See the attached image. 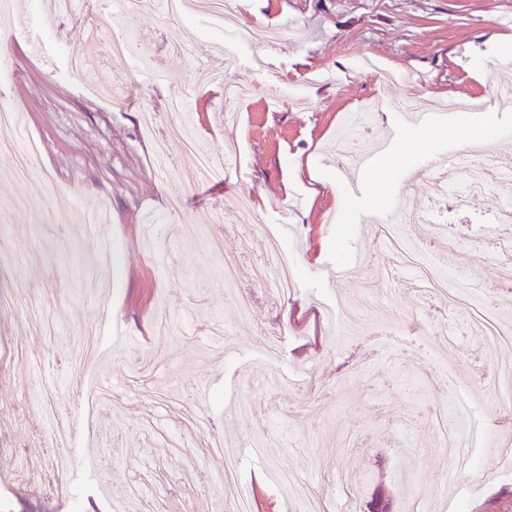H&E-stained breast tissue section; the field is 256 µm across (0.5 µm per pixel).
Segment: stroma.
<instances>
[{
    "label": "stroma",
    "mask_w": 512,
    "mask_h": 512,
    "mask_svg": "<svg viewBox=\"0 0 512 512\" xmlns=\"http://www.w3.org/2000/svg\"><path fill=\"white\" fill-rule=\"evenodd\" d=\"M121 21L122 0H81L60 17L49 0H16L0 19V104L22 113L19 145L40 154L28 181L0 178V284L19 299L40 296L57 314L55 336L35 335L28 315H0V423L16 452L0 456V512H113L129 482H145L134 512H175L195 502L210 512L223 502L236 512L239 484L250 487L253 512H299L277 482L294 475L323 512H348L341 490L346 439L367 493L384 489L390 512H405L399 471L409 457L414 483L433 500L431 512H512V466L484 457L512 440V406L488 401L483 382L512 346L489 354L467 326V302H448L414 281L388 284L381 271L393 256L379 240V221L396 204L375 206V184L397 188L399 159L412 137L398 104L421 96L449 113L483 119L496 76L512 68V0H241L233 20L199 13L170 20L145 7L132 29L143 56L101 54L85 94L70 73V55L101 9ZM40 40L56 61L46 71L25 41ZM230 66V81L250 87L236 122L224 117V89L195 88L193 70ZM189 104L186 120L198 143L230 154L225 177L204 186L189 174L159 169L155 148L166 133L174 95ZM128 102L112 107L114 96ZM371 110L359 141L372 148L388 127L401 133L394 154L365 175L367 192L347 195L329 165V150L345 114ZM250 193L253 207L238 203ZM180 195L179 220L169 222ZM497 187L463 205L438 204L434 220L404 225L441 275L482 286L485 300L512 318V289L500 285L504 260L494 221ZM72 212L66 224L52 213ZM295 226L280 243L293 262L295 292L274 301L266 289L240 282L250 306L239 311L221 283V256L259 259L267 229ZM219 242L222 255L209 249ZM364 250L350 280H373L357 293L368 318L337 334L322 308L336 289L318 270ZM108 250L107 268L97 257ZM237 292V293H238ZM170 317L167 332L157 308ZM96 330L100 353L89 370L69 360V344ZM108 376L117 403L87 415L89 377ZM468 395L472 416L459 426L449 390ZM54 406L70 425L56 446L51 433L32 432L35 407ZM476 448L485 475L453 473L436 447L433 410ZM218 424L240 449L238 481L216 491L199 475L219 474L224 458L198 442L167 450L163 439L188 434L189 413ZM71 458L74 480L52 491L44 483L59 453ZM38 476L24 475L27 461ZM112 490L111 498L97 494Z\"/></svg>",
    "instance_id": "1"
}]
</instances>
